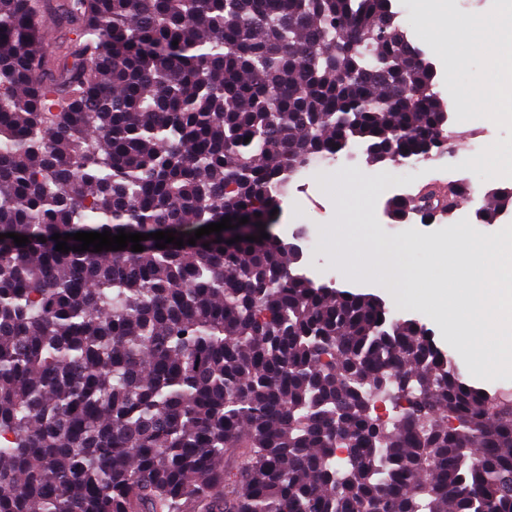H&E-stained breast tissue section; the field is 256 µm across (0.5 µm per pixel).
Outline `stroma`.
<instances>
[{
    "label": "stroma",
    "mask_w": 512,
    "mask_h": 512,
    "mask_svg": "<svg viewBox=\"0 0 512 512\" xmlns=\"http://www.w3.org/2000/svg\"><path fill=\"white\" fill-rule=\"evenodd\" d=\"M399 14L398 24L411 43L434 66L437 90L448 103L452 131V151L442 158L395 165L369 164L360 148L353 147L340 154L334 168L316 171V189L311 198H284L274 226L275 233L291 238L293 231L313 232L318 238L317 251L322 261L311 278L319 284L334 283L336 288L353 293L373 294L384 300L396 316L413 320L424 327L434 343L452 357L461 375H468L470 364L459 352L453 330L434 303L414 304L397 300L392 295L389 274L377 277L361 275L360 268L367 254L355 253L348 259L336 254V243L354 235L373 241L388 262L406 269H425L430 273L428 284L440 285L442 273L437 263L439 249L455 234L457 224L475 217L476 209L492 206L489 190L512 188V171H502L489 178L481 157L473 148L469 115L459 108L465 91H473L474 112L496 110V97L485 77L487 61L479 52L467 53L458 64L452 63L454 29L460 20L497 14L499 0H392ZM375 176L374 186L365 179ZM398 181L410 184L418 192L430 184L466 183L472 189L469 200L450 217L424 224L419 218L396 223L385 215L391 195L389 189Z\"/></svg>",
    "instance_id": "1"
}]
</instances>
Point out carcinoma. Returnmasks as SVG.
I'll use <instances>...</instances> for the list:
<instances>
[{
  "instance_id": "cac0c4a2",
  "label": "carcinoma",
  "mask_w": 512,
  "mask_h": 512,
  "mask_svg": "<svg viewBox=\"0 0 512 512\" xmlns=\"http://www.w3.org/2000/svg\"><path fill=\"white\" fill-rule=\"evenodd\" d=\"M435 88L390 0H0V512H512V405L425 329L271 232L187 243L353 144L446 153ZM105 230L185 243L52 239Z\"/></svg>"
}]
</instances>
